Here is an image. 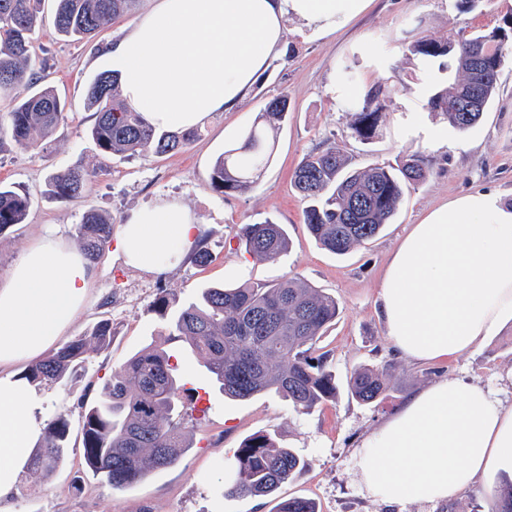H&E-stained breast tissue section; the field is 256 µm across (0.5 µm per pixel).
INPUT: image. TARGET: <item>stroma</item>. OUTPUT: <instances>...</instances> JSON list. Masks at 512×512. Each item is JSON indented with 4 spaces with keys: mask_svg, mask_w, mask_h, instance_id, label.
Segmentation results:
<instances>
[{
    "mask_svg": "<svg viewBox=\"0 0 512 512\" xmlns=\"http://www.w3.org/2000/svg\"><path fill=\"white\" fill-rule=\"evenodd\" d=\"M148 5L149 0H137L131 11L87 41L66 40L49 22L36 32L32 59L42 85L54 87L65 99V119L35 148L0 141V183L31 199L25 223L0 235V279L24 249L46 235L75 243L74 227L87 211L112 214L115 224L122 225L133 211L158 199L180 201L195 214L211 262L199 266L185 258L171 267H133L114 246H107L94 263L97 278L89 299L67 334L81 335L103 318L112 319L117 334L110 349L94 355L67 385L44 390L40 411L46 419L67 409L71 437L80 441V401L94 399L113 368L152 343L174 355L183 382L205 393L208 406L187 421L193 446L169 468L115 489L85 476L82 455L74 452L49 481L23 472L12 512H274L273 500L226 491L237 448L259 432L274 434L305 463L301 476L280 487L279 497L309 499L317 512H487L489 496L502 479L478 478L449 500L388 504L366 493L359 460L366 437L413 392L434 381L477 382L512 404V382L506 378L512 370V322L462 356L424 364L396 352L377 315L379 284L390 255L426 211L483 189L497 191L512 204V64L502 71L499 93L481 121L461 132L425 107L430 82L446 83V74L427 77L402 46L422 36L463 40L491 31L512 16V0H479L467 12L459 0H373L352 28L327 39L311 38L297 23H289L288 53L257 80L235 111L214 113L199 126L198 137L176 154H136L102 169L88 137L94 122L86 105L88 85L108 69L103 46ZM347 68L358 84L369 87L390 75L399 87L387 104L378 138L366 145L351 135L349 104L336 100L330 90L335 73ZM282 94L288 98V119L260 177L239 193L212 191L208 178L215 159L237 145L258 113ZM412 119L434 126L444 147L409 136L405 126ZM333 144L342 148L353 169L371 164L395 168L417 155L430 170L424 184L407 191L382 233L343 256L325 250L309 234L303 204L291 184L293 169L308 152ZM74 167L88 171L86 189L76 199L60 201L51 193L49 179ZM265 219L286 228L290 247L277 260L259 262L238 249L234 231L236 225ZM295 278L339 302L336 320L318 342L330 354L336 397L307 412L273 392L245 401L226 398L187 345L169 338L166 320L151 309L162 290L179 308L206 287ZM383 364L389 367L383 400L360 404L348 392L349 372ZM78 474L85 477L79 493L71 487Z\"/></svg>",
    "mask_w": 512,
    "mask_h": 512,
    "instance_id": "obj_1",
    "label": "stroma"
}]
</instances>
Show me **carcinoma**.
<instances>
[{"instance_id": "1", "label": "carcinoma", "mask_w": 512, "mask_h": 512, "mask_svg": "<svg viewBox=\"0 0 512 512\" xmlns=\"http://www.w3.org/2000/svg\"><path fill=\"white\" fill-rule=\"evenodd\" d=\"M135 0H54L53 24L66 38L81 40L98 32ZM43 0H0V96L12 95L13 107L0 133L20 148L47 140L64 116L65 103L55 90L39 86L31 68V37L43 21ZM424 63L438 62L441 70L455 68L453 83L437 88L427 108L459 131L476 125L498 91L505 59L512 57V21L489 33L463 41L420 37L406 45ZM398 88L381 79L351 104L352 136L368 144L379 136L385 103ZM87 107L95 121L89 131L104 159L125 158L139 151L157 155L186 147L194 129L156 134L140 112L129 110L119 97L112 74H98L88 86ZM288 117V98L268 102L243 136L241 146L229 149L209 175L210 188L221 194L246 190L261 175L274 150V136ZM429 177L422 161L411 157L392 171L369 165L351 170L336 146L308 154L293 174V186L306 202L304 224L326 250L345 255L381 233L401 206L406 190ZM50 184L64 202L81 194L85 172L69 168L55 173ZM29 198L0 185V233L22 224ZM112 216L84 214L75 235L86 257L94 260L112 238ZM238 248L257 261H275L289 248L286 229L270 220L238 225ZM152 310L168 318L170 335L186 342L203 361L224 396L246 400L267 391L288 398L297 409L309 411L336 397V377L328 369L329 353L316 344L337 317L336 297L299 279L264 286L248 283L234 288L209 287L201 301L171 309L168 295L159 293ZM112 321L102 319L88 332L64 343L32 364L25 378L40 388L64 384L90 355L110 348ZM384 368L360 366L347 383L362 404L378 401L385 392ZM81 453L86 470L114 489L131 486L173 465L191 442L184 416L197 409V399L185 394L171 356L148 345L117 368L98 397L81 404ZM71 448L70 421L55 412L45 425L43 444L30 463L41 479H49L64 464ZM236 470L230 492L270 497L304 469V461L280 446L269 433L245 439L235 453ZM276 512H316L305 498L277 503ZM489 512H512V481L489 503Z\"/></svg>"}]
</instances>
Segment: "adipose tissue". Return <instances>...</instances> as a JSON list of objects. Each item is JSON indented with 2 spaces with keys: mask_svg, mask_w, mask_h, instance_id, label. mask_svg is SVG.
I'll list each match as a JSON object with an SVG mask.
<instances>
[{
  "mask_svg": "<svg viewBox=\"0 0 512 512\" xmlns=\"http://www.w3.org/2000/svg\"><path fill=\"white\" fill-rule=\"evenodd\" d=\"M371 0H152L104 53L120 94L160 131L198 126L235 110L286 49L289 21L315 38L347 29ZM194 214L162 199L133 212L116 246L130 265L154 267L196 242ZM90 260L46 236L0 280V512L45 424L24 373L65 336L87 301ZM391 343L433 363L463 355L512 320V205L475 191L427 213L393 251L378 295ZM360 469L386 503L448 500L476 478L512 474V406L461 379L432 383L364 441Z\"/></svg>",
  "mask_w": 512,
  "mask_h": 512,
  "instance_id": "1",
  "label": "adipose tissue"
}]
</instances>
